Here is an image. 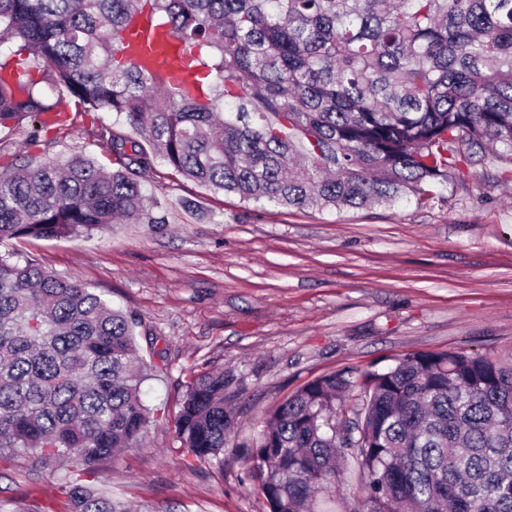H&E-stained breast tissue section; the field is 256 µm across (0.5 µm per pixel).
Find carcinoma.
I'll return each mask as SVG.
<instances>
[{"mask_svg": "<svg viewBox=\"0 0 512 512\" xmlns=\"http://www.w3.org/2000/svg\"><path fill=\"white\" fill-rule=\"evenodd\" d=\"M162 33L180 43L167 67L134 63ZM2 39L0 151L26 121L34 143L62 130L66 103L115 116L96 137L117 168L13 157L0 241L164 224L141 182L157 163L300 210L418 200L488 159L512 174V0H0ZM138 325L0 252V462L73 470L68 512H128L90 479L148 427ZM233 402L222 372L189 383L175 419L187 455L222 464ZM246 462L270 512H324L351 462L350 512H512V360L416 351L319 376L267 416Z\"/></svg>", "mask_w": 512, "mask_h": 512, "instance_id": "cac0c4a2", "label": "carcinoma"}]
</instances>
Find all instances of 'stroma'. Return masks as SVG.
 I'll list each match as a JSON object with an SVG mask.
<instances>
[{
  "mask_svg": "<svg viewBox=\"0 0 512 512\" xmlns=\"http://www.w3.org/2000/svg\"><path fill=\"white\" fill-rule=\"evenodd\" d=\"M111 121L71 113L50 146L30 145L27 123L12 149L106 164L93 132ZM144 181L161 196L165 223L0 243L140 315L150 423L98 482L135 512H269L237 448L322 374L381 371L414 351L512 358V182L496 164L465 170L420 202L343 212L247 206L163 166ZM212 371L235 393L239 422L219 465L186 456L174 428L188 382ZM65 500L59 476L33 474L21 458L0 463L8 507L63 512Z\"/></svg>",
  "mask_w": 512,
  "mask_h": 512,
  "instance_id": "1",
  "label": "stroma"
}]
</instances>
